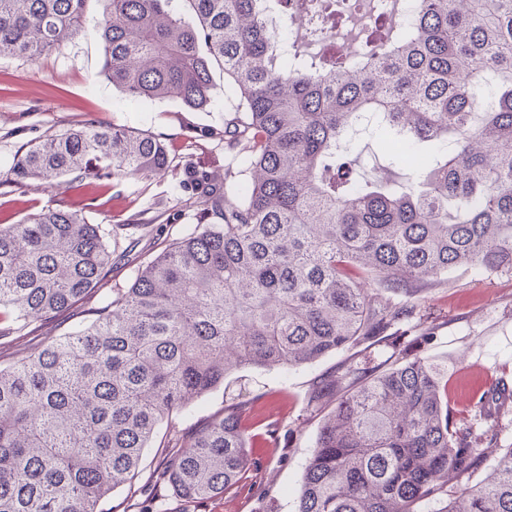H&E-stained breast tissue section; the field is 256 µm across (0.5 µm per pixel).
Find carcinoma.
I'll use <instances>...</instances> for the list:
<instances>
[{
  "label": "carcinoma",
  "instance_id": "1",
  "mask_svg": "<svg viewBox=\"0 0 512 512\" xmlns=\"http://www.w3.org/2000/svg\"><path fill=\"white\" fill-rule=\"evenodd\" d=\"M87 0H0V50L34 61L85 32ZM95 26L112 85L136 101L214 99L224 70L236 99L211 136L243 155L216 182L192 169L199 222L93 319L20 363L0 365V512H103L140 472L169 417L246 368H295L388 339L417 283L448 270L512 273V0H417L373 23L357 61L303 59L272 35L267 0H104ZM418 142L405 192L357 173L352 142L372 119ZM169 167L149 133L86 122L30 145L6 181L119 182ZM100 224L47 209L0 224V315L27 325L67 311L112 266ZM404 294L378 307L362 281ZM344 394L302 474L297 512H417L448 475L482 464L488 416L451 425L440 369L404 356L380 372L337 373L309 397ZM249 409L195 423L149 480L197 507L248 467ZM439 512H512V448Z\"/></svg>",
  "mask_w": 512,
  "mask_h": 512
}]
</instances>
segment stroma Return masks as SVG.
Instances as JSON below:
<instances>
[{
  "mask_svg": "<svg viewBox=\"0 0 512 512\" xmlns=\"http://www.w3.org/2000/svg\"><path fill=\"white\" fill-rule=\"evenodd\" d=\"M104 9L103 0H87L84 33L36 61L0 51V223H19L41 209H79L89 223L108 229L112 245L110 270L95 294L73 311L25 327L0 320V358L10 362L36 353L67 333L75 321L90 319L101 298L128 287L140 264L196 225V212L184 204L181 188L189 165L208 167L218 176L237 165L223 143L207 135L208 130L223 128L235 104L223 90V72L214 71L215 99L202 111H187L174 100L141 103L128 98L104 73L102 48L94 34ZM90 120L159 138L170 150L168 169L106 188L88 180L75 188L66 177L54 184L31 179L19 189L5 183L17 153ZM390 137L389 129L382 127L363 138L359 170L366 178L386 174L394 185L409 187L411 169L386 166L383 145ZM395 336V346L364 343L300 368L233 372L223 386L164 423L144 453L143 476L115 489L103 502V512H146L152 493L145 475L157 465L161 449L187 424L221 415L226 405L237 402L254 408L250 465L238 485L211 499L201 512H296L303 469L326 411L336 405L331 399L323 409H312V389L341 369L385 370L402 352L426 356L443 368L448 410L458 427L468 425L478 412L492 413L496 437L482 445L486 465L460 484L480 482L488 464L512 447V400L500 407L483 398L495 382L512 389V273L449 271L443 284L421 293L413 318L401 323ZM271 424L277 427L272 436L267 433Z\"/></svg>",
  "mask_w": 512,
  "mask_h": 512,
  "instance_id": "obj_1",
  "label": "stroma"
}]
</instances>
